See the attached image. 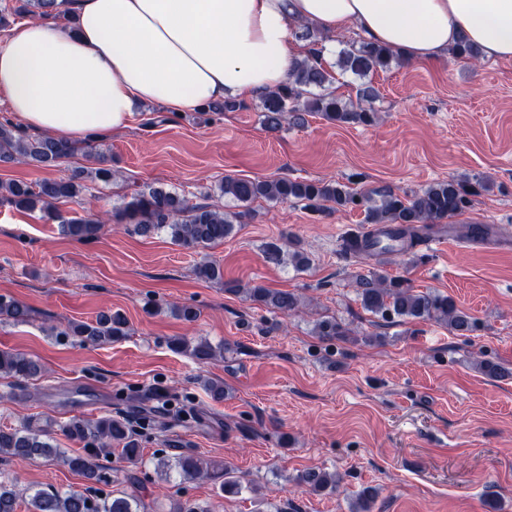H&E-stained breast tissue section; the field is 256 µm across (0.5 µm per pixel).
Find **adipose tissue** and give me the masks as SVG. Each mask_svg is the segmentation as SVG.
<instances>
[{
	"label": "adipose tissue",
	"instance_id": "obj_1",
	"mask_svg": "<svg viewBox=\"0 0 512 512\" xmlns=\"http://www.w3.org/2000/svg\"><path fill=\"white\" fill-rule=\"evenodd\" d=\"M0 40V98L24 127L76 145L129 126L134 107L180 114L255 98L286 82L308 48L301 25L359 31L410 61L467 38L512 60V0H63Z\"/></svg>",
	"mask_w": 512,
	"mask_h": 512
}]
</instances>
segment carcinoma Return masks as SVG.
Instances as JSON below:
<instances>
[{
  "label": "carcinoma",
  "mask_w": 512,
  "mask_h": 512,
  "mask_svg": "<svg viewBox=\"0 0 512 512\" xmlns=\"http://www.w3.org/2000/svg\"><path fill=\"white\" fill-rule=\"evenodd\" d=\"M56 9V0H20L13 12L0 11V29L10 26V16H41ZM304 38L310 40V56L295 64L288 80L278 89L260 97V109L265 127L278 130L283 121L304 122V115L314 113L333 124L370 126L377 120L373 102L377 97L371 87L359 90V100L353 102L327 91L335 80L332 67L318 62L322 49L310 31ZM459 59L476 62L480 52L473 45L461 40L450 50ZM398 55L390 49L366 39H359L340 52L336 66L359 78H366L379 71L390 69ZM319 88L321 94L307 95V89ZM78 146L50 136L32 137L16 124L6 119L0 121V166L26 162L36 167L50 169L77 152ZM90 165L72 169L61 178H45L32 187L19 181L0 183V198L18 210H33L36 206L50 211L59 202H76L87 189V184L100 180L109 182L113 172L108 155L87 146ZM490 189L489 180L483 177H460L436 181L420 192L408 197L391 189L358 192L348 184L336 180H307L278 177L274 179H247L226 177L219 185L220 193L246 207L258 199L267 201L304 203L314 213L325 212V204L338 209L361 208L365 223L372 229L347 233L342 236L345 255L360 260L374 261V267L365 274L355 275L357 298L361 307L383 319L394 317L431 321L443 324L456 336H467L475 330L473 317L457 307L448 296L431 291H417L403 277H390L379 270L383 265L380 254L395 252L400 255L414 253L417 246L433 233L438 222L461 214L474 198ZM246 212H226L206 203H191L177 193L162 186L137 191L125 198L115 209L112 219L127 224L140 236H150L162 229L170 231L171 238L186 248L206 247L222 241L234 230V224ZM61 232L78 240L97 236L101 224L98 220L78 216L66 217L57 212ZM288 260L296 269L309 266L308 252L295 240H288ZM196 275L204 280L224 282V291L241 295L246 300L265 306L284 316L295 314L300 307L299 296L284 290H274L261 285L246 287L236 281H223V271L213 262L204 261L195 268ZM31 309L12 297L0 295V321L26 323ZM313 333L323 339L345 338L350 330L334 318L317 321ZM84 346H100L118 342L128 335V320L120 311L101 312L90 322L71 321L59 332ZM173 349L186 353L198 361H216L224 358V347H215L206 340L191 343L183 338L172 341ZM42 374V367L21 352L0 350V375L28 379ZM166 406L186 415L196 414L190 397L172 396ZM154 414L142 411L136 424L102 416L96 420H71L60 426L71 440L83 441L87 447L80 453L67 454L52 444L50 426L30 422L20 426L0 429V462L33 457L59 459L68 468L94 484L109 485L113 482L110 468L104 464L112 454V443L122 445L121 456L130 464L138 462L141 455L140 438L150 429ZM157 467L162 470L175 468L184 481L216 477L221 479L220 491L237 495L242 484L234 470L226 465L207 469L204 461L193 453H182L170 460L160 458ZM296 484L312 493L336 491L341 479L323 469H307L295 478ZM377 491L364 488L355 495L354 512H373ZM26 501L28 512H147L141 497L133 492L101 495L92 492L56 489L27 488L20 493L0 472V512H17L19 500ZM161 512H214L211 504L192 499H171Z\"/></svg>",
  "instance_id": "carcinoma-1"
}]
</instances>
